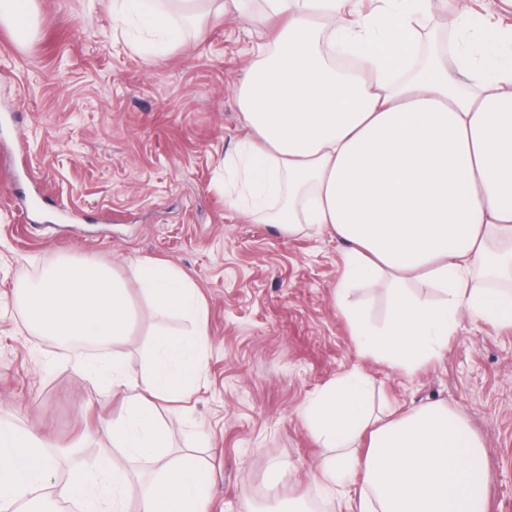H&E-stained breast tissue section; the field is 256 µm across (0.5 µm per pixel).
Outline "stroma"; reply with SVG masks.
<instances>
[{
  "instance_id": "obj_1",
  "label": "stroma",
  "mask_w": 512,
  "mask_h": 512,
  "mask_svg": "<svg viewBox=\"0 0 512 512\" xmlns=\"http://www.w3.org/2000/svg\"><path fill=\"white\" fill-rule=\"evenodd\" d=\"M31 33L0 23V419L52 444L82 442L57 479L110 452L123 408L110 384L83 378L55 342L27 328L15 290L66 253L106 261L126 282L138 323L115 346L141 377L152 335L184 328L140 292L137 259L185 271L204 301L210 343L199 388L165 413L171 454L214 474L209 512H265L272 499L323 512L306 476L326 456L300 417L336 376L357 369L374 408L441 403L484 443L489 512H512V326L462 319L440 358L407 374L359 352L335 297L345 245L278 225L224 200V156L249 138L235 97L252 31L280 26L265 0L245 15L185 24L182 42L146 51L111 0H36ZM52 207L22 215L31 199ZM374 326L390 314L386 281L355 285ZM297 474L266 490L268 468Z\"/></svg>"
}]
</instances>
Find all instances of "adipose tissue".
I'll return each instance as SVG.
<instances>
[{
	"mask_svg": "<svg viewBox=\"0 0 512 512\" xmlns=\"http://www.w3.org/2000/svg\"><path fill=\"white\" fill-rule=\"evenodd\" d=\"M245 0H112V15L180 42L179 14L242 9ZM285 17L275 53L258 52L237 90L251 138L224 158L228 199L289 232H330L347 248L336 286L360 351L410 373L439 358L463 317L512 325V290L485 288L480 277L512 279V29L453 0L460 41L456 65L436 53L407 68L417 50L424 0H385L364 14L360 0H265ZM357 58L338 75L332 55ZM142 293L184 329L156 330L148 366L132 383L120 354L80 359L84 378L127 390L111 424L113 454L92 458L67 479L33 430L0 423V512L45 497L81 512H206L213 474L192 455L169 456L160 404L191 394L209 345L193 280L162 261L136 264ZM387 280L392 314L382 327L348 304L356 283ZM436 288L428 301L408 289ZM36 335L76 355L73 340L111 346L129 336V290L102 261L62 258L15 292ZM301 416L329 456L307 472L329 507L341 512H488L481 439L447 405L426 404L392 417L375 415L369 380L337 376ZM155 465L150 485L129 465Z\"/></svg>",
	"mask_w": 512,
	"mask_h": 512,
	"instance_id": "obj_1",
	"label": "adipose tissue"
}]
</instances>
